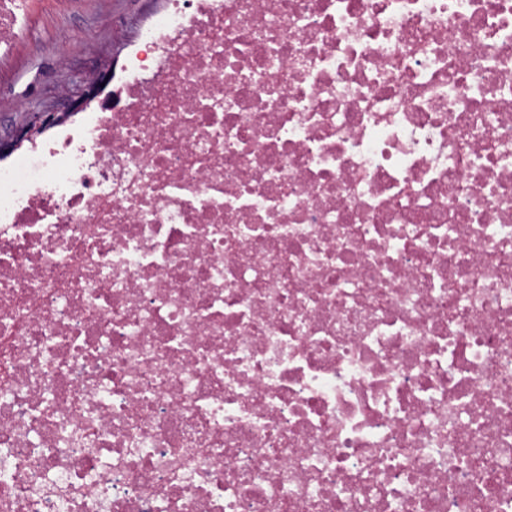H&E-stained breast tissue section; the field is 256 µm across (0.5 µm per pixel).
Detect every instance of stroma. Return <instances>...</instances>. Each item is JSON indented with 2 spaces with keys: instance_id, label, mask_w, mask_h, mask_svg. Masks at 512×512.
<instances>
[{
  "instance_id": "35a3bbf8",
  "label": "stroma",
  "mask_w": 512,
  "mask_h": 512,
  "mask_svg": "<svg viewBox=\"0 0 512 512\" xmlns=\"http://www.w3.org/2000/svg\"><path fill=\"white\" fill-rule=\"evenodd\" d=\"M23 36L0 54V100L20 106L0 112V138H11L29 112L63 114L86 81L111 74L157 0H30Z\"/></svg>"
}]
</instances>
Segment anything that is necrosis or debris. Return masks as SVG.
I'll list each match as a JSON object with an SVG mask.
<instances>
[{"instance_id": "obj_1", "label": "necrosis or debris", "mask_w": 512, "mask_h": 512, "mask_svg": "<svg viewBox=\"0 0 512 512\" xmlns=\"http://www.w3.org/2000/svg\"><path fill=\"white\" fill-rule=\"evenodd\" d=\"M0 512H512V0H163L0 166Z\"/></svg>"}]
</instances>
